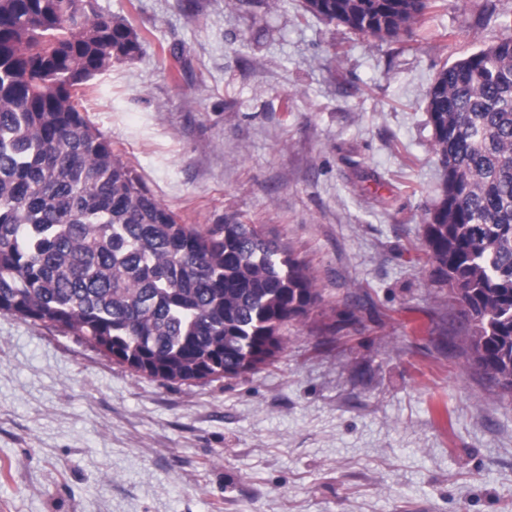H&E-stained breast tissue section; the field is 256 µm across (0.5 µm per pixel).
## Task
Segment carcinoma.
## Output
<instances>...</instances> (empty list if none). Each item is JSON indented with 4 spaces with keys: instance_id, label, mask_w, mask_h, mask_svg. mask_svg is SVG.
<instances>
[{
    "instance_id": "carcinoma-1",
    "label": "carcinoma",
    "mask_w": 512,
    "mask_h": 512,
    "mask_svg": "<svg viewBox=\"0 0 512 512\" xmlns=\"http://www.w3.org/2000/svg\"><path fill=\"white\" fill-rule=\"evenodd\" d=\"M437 0H305L379 40ZM428 92L443 194L423 224L472 364L512 396V22ZM97 0H0V312L79 336L130 371L199 384L254 374L321 295L305 262L235 220L181 224L74 104L134 57Z\"/></svg>"
}]
</instances>
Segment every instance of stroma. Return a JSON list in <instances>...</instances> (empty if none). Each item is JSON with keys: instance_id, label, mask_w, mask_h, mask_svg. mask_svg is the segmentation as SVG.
Wrapping results in <instances>:
<instances>
[{"instance_id": "1", "label": "stroma", "mask_w": 512, "mask_h": 512, "mask_svg": "<svg viewBox=\"0 0 512 512\" xmlns=\"http://www.w3.org/2000/svg\"><path fill=\"white\" fill-rule=\"evenodd\" d=\"M97 3L140 50L88 82L90 123L180 223L257 225L322 300L274 364L191 386L0 312V512H512V398L468 368L422 222L428 90L512 0L391 41L303 0Z\"/></svg>"}]
</instances>
